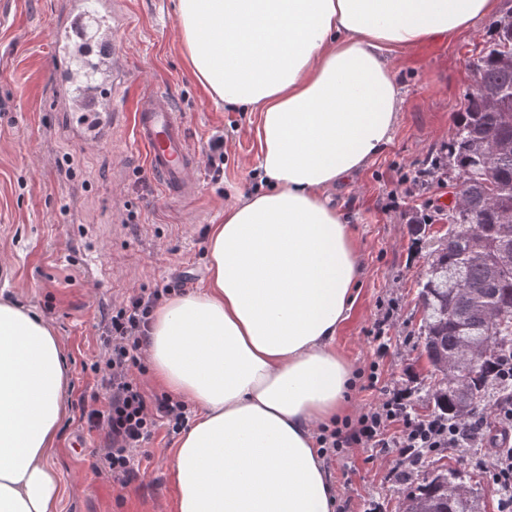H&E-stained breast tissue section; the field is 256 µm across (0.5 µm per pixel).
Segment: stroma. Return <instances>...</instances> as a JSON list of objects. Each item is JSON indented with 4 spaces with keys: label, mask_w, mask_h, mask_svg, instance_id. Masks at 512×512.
Wrapping results in <instances>:
<instances>
[{
    "label": "stroma",
    "mask_w": 512,
    "mask_h": 512,
    "mask_svg": "<svg viewBox=\"0 0 512 512\" xmlns=\"http://www.w3.org/2000/svg\"><path fill=\"white\" fill-rule=\"evenodd\" d=\"M65 0H0V296L38 309L55 328L70 370L68 413L50 459L65 486L57 512H174L170 481L174 436L158 432L134 452L139 470L126 487L96 469L102 436L80 421L95 380L87 366L96 351L97 325L111 305L142 288L183 281L184 292L206 277L209 227L246 197L259 160L258 115L223 105L196 81L178 43L175 0H127L129 23L120 38L130 68V96L144 87L167 90L184 118L189 146L204 154L213 135L224 137V177L200 172L197 196L169 202L147 174L129 126L118 125L109 144L86 150L57 107L44 75V58ZM493 24L486 18L454 35L390 54L403 110L393 141L329 196L350 224L362 277L349 319L334 346L357 380L344 420L356 424L377 402L380 385L408 389L409 411H430L420 398L430 382L421 354L417 281L426 250L413 216L430 215L445 231L452 180L421 194L405 193L404 177L425 167L449 138L463 96L473 85L468 59ZM396 320L383 341L370 331L388 309ZM491 448L470 459L443 449L435 464L460 470L477 488L484 512H498V493L485 467ZM326 470L338 488L335 512H402L408 483L390 477L381 456L339 449Z\"/></svg>",
    "instance_id": "obj_1"
}]
</instances>
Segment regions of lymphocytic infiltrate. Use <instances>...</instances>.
I'll return each mask as SVG.
<instances>
[{"label": "lymphocytic infiltrate", "instance_id": "f902f5d3", "mask_svg": "<svg viewBox=\"0 0 512 512\" xmlns=\"http://www.w3.org/2000/svg\"><path fill=\"white\" fill-rule=\"evenodd\" d=\"M171 290L168 284L141 289L106 313L98 326V354L91 365L96 392L82 419L87 431L103 434V469L121 486L135 475L134 449L151 440L161 427L177 432L190 420L183 401L167 395L148 396L133 376L151 315ZM381 395L379 404L362 415L357 427L321 429L317 443L323 458L332 459L340 448H382L391 457L392 471L403 481L426 454L453 448L466 456L471 449L484 447L490 427L512 432V392L497 399L490 413L470 416L461 425L434 415H412L402 388L386 385Z\"/></svg>", "mask_w": 512, "mask_h": 512}]
</instances>
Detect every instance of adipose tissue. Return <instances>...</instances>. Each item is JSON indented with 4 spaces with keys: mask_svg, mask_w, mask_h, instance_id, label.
<instances>
[{
    "mask_svg": "<svg viewBox=\"0 0 512 512\" xmlns=\"http://www.w3.org/2000/svg\"><path fill=\"white\" fill-rule=\"evenodd\" d=\"M497 0H176L182 52L216 100L259 115L262 183L211 225L202 288L155 310V381L197 413L176 512H334L314 441L353 368L333 342L355 302L353 232L328 197L393 139L386 50L453 35ZM69 367L39 314L0 298V512H56L49 459Z\"/></svg>",
    "mask_w": 512,
    "mask_h": 512,
    "instance_id": "ef3b65f1",
    "label": "adipose tissue"
}]
</instances>
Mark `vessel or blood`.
<instances>
[{
	"label": "vessel or blood",
	"instance_id": "obj_1",
	"mask_svg": "<svg viewBox=\"0 0 512 512\" xmlns=\"http://www.w3.org/2000/svg\"><path fill=\"white\" fill-rule=\"evenodd\" d=\"M127 25L125 12L113 0H69L65 17L51 36L46 74L58 92L62 110L75 117L74 135L89 150L107 143L120 119H128L145 166L168 200L179 203L196 196L199 159L187 141L184 122L170 94L155 89L140 94L125 108L127 57L118 34Z\"/></svg>",
	"mask_w": 512,
	"mask_h": 512
}]
</instances>
